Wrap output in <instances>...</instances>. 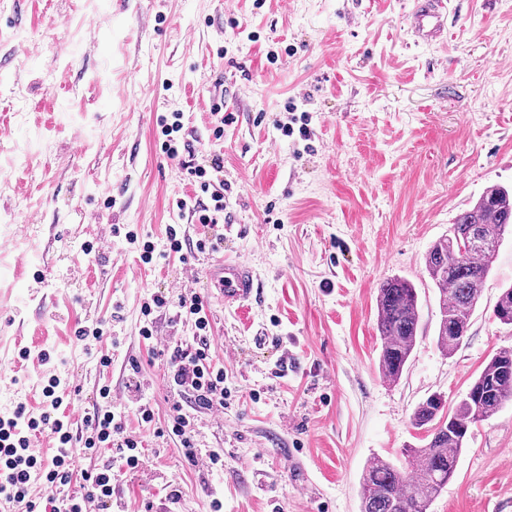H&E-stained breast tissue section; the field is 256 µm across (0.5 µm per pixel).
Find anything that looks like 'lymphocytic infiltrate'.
Returning <instances> with one entry per match:
<instances>
[{
    "instance_id": "f902f5d3",
    "label": "lymphocytic infiltrate",
    "mask_w": 512,
    "mask_h": 512,
    "mask_svg": "<svg viewBox=\"0 0 512 512\" xmlns=\"http://www.w3.org/2000/svg\"><path fill=\"white\" fill-rule=\"evenodd\" d=\"M223 164L222 157L216 154L210 167H193L191 174L201 196L191 203L184 199L176 203L178 209L190 210L200 224L218 223L224 214V193L214 189L212 179L213 173L220 171ZM177 316L190 323L193 343L188 346L169 341L163 345L168 356V384L179 397L169 409L166 428L189 461H201L206 467L214 468L223 465L224 455L215 449L204 456L199 454L195 446L194 416L185 411L181 400L189 398L195 409L223 410L228 396L224 369L214 360L209 336L211 323L203 299L195 294L181 296ZM98 394L99 402L83 416L90 431L82 444L85 452L109 448L127 469H138L142 464L143 449L139 436L129 433L125 424L116 419L110 385H102ZM44 396L46 402L38 415H28L20 407L13 416L0 417V499L24 504L25 512H83L86 498L53 496L41 503L29 495L34 480H41L52 488L64 487L70 484L75 472L76 442L72 423L57 414L67 396L60 378L49 379ZM45 432L53 435L56 441V452L48 462L38 460L30 451L33 438Z\"/></svg>"
}]
</instances>
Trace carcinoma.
I'll use <instances>...</instances> for the list:
<instances>
[{
  "instance_id": "obj_1",
  "label": "carcinoma",
  "mask_w": 512,
  "mask_h": 512,
  "mask_svg": "<svg viewBox=\"0 0 512 512\" xmlns=\"http://www.w3.org/2000/svg\"><path fill=\"white\" fill-rule=\"evenodd\" d=\"M512 228V190L493 185L476 203L459 212L448 234L430 247L425 271L438 292L439 318L434 341L445 355L454 353L479 306L482 286L495 256ZM379 366L387 381H400L416 346L420 301L415 286L389 278L376 296ZM512 401V348L494 353L452 408L431 395L412 415L425 443L404 449L398 466L372 457L360 477V512H429L433 500L457 471L471 426Z\"/></svg>"
}]
</instances>
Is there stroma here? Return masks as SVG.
Instances as JSON below:
<instances>
[{
  "label": "stroma",
  "mask_w": 512,
  "mask_h": 512,
  "mask_svg": "<svg viewBox=\"0 0 512 512\" xmlns=\"http://www.w3.org/2000/svg\"><path fill=\"white\" fill-rule=\"evenodd\" d=\"M411 0H0V417L38 413L51 376L83 407L99 383L145 460L118 471L109 506L168 512H360L370 457L397 459L424 436L429 395L457 402L512 328L493 307L512 284L501 245L460 347L434 342L432 243L494 184L512 185V0H448V39L415 45ZM294 101L312 151L281 136ZM236 121L215 139L213 104ZM182 113L188 163L160 150L158 116ZM224 158L221 256L253 266L258 293L226 309L203 279L209 253L142 264L143 242L187 244L205 229L180 215L190 167ZM120 234H111L112 225ZM136 233V240L125 237ZM400 276L421 320L401 380L381 373L376 295ZM197 293L231 396L198 414L184 458L158 429L175 402L168 366L139 334L149 294ZM106 323L101 340L76 328ZM112 365L101 369L100 354ZM155 410L140 425V402ZM429 512H512V402L469 430L458 470Z\"/></svg>",
  "instance_id": "35a3bbf8"
}]
</instances>
